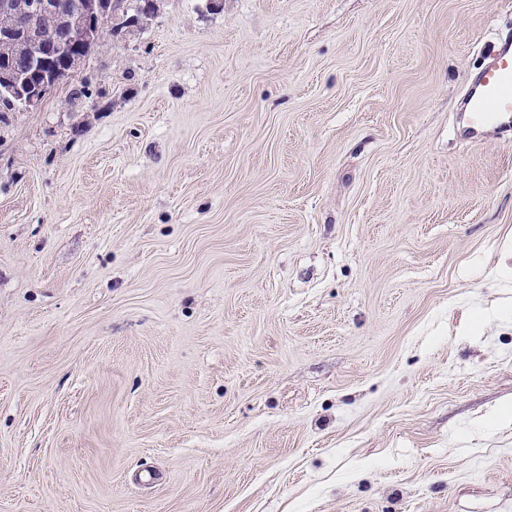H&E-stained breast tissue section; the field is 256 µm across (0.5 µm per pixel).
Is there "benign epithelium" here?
I'll list each match as a JSON object with an SVG mask.
<instances>
[{
	"mask_svg": "<svg viewBox=\"0 0 512 512\" xmlns=\"http://www.w3.org/2000/svg\"><path fill=\"white\" fill-rule=\"evenodd\" d=\"M122 0H75L65 12L57 0H0V93L10 94L24 110L37 108L46 93L73 73L82 52L99 40L108 20L120 15ZM60 24L78 53L58 62L57 44L46 38L42 22Z\"/></svg>",
	"mask_w": 512,
	"mask_h": 512,
	"instance_id": "benign-epithelium-1",
	"label": "benign epithelium"
}]
</instances>
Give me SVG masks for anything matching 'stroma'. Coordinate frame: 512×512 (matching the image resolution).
Returning <instances> with one entry per match:
<instances>
[{"instance_id": "stroma-1", "label": "stroma", "mask_w": 512, "mask_h": 512, "mask_svg": "<svg viewBox=\"0 0 512 512\" xmlns=\"http://www.w3.org/2000/svg\"><path fill=\"white\" fill-rule=\"evenodd\" d=\"M504 42L158 0L0 102V512H512V131L457 130Z\"/></svg>"}]
</instances>
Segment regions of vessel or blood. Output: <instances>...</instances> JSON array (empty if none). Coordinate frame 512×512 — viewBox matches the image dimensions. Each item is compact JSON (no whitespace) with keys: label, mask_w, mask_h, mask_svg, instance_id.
<instances>
[{"label":"vessel or blood","mask_w":512,"mask_h":512,"mask_svg":"<svg viewBox=\"0 0 512 512\" xmlns=\"http://www.w3.org/2000/svg\"><path fill=\"white\" fill-rule=\"evenodd\" d=\"M491 61L462 101V133L481 142L491 128H512V43L493 46Z\"/></svg>","instance_id":"vessel-or-blood-1"}]
</instances>
